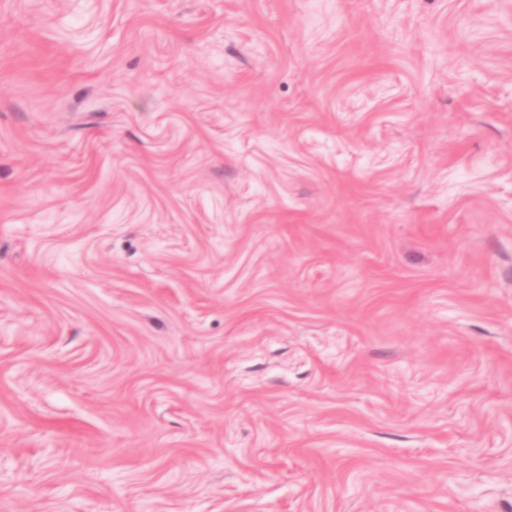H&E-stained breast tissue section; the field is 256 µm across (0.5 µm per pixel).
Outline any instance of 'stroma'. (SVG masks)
<instances>
[{"label":"stroma","mask_w":512,"mask_h":512,"mask_svg":"<svg viewBox=\"0 0 512 512\" xmlns=\"http://www.w3.org/2000/svg\"><path fill=\"white\" fill-rule=\"evenodd\" d=\"M0 512H512V0H0Z\"/></svg>","instance_id":"1"}]
</instances>
